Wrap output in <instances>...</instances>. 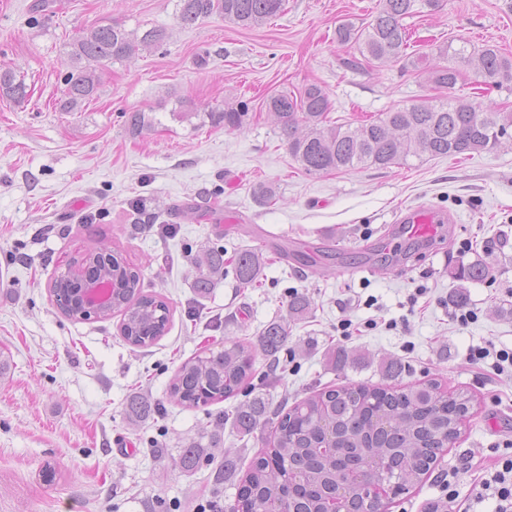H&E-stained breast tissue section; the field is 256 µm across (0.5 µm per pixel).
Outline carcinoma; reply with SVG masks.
I'll use <instances>...</instances> for the list:
<instances>
[{
  "instance_id": "carcinoma-1",
  "label": "carcinoma",
  "mask_w": 512,
  "mask_h": 512,
  "mask_svg": "<svg viewBox=\"0 0 512 512\" xmlns=\"http://www.w3.org/2000/svg\"><path fill=\"white\" fill-rule=\"evenodd\" d=\"M284 0H178L177 18L185 27L213 15L242 26L258 25L283 11ZM436 11L441 0H380L374 20L359 27L343 22L336 27V41L357 45L360 57L346 61L350 68L374 63L398 62L427 66L429 81L439 90H452L460 71L451 65H427V58L407 57L409 32L402 20L415 13L416 3ZM167 37L162 28L129 31L118 21L96 26L78 36L68 53L71 70L59 110L72 112L98 93L96 68L104 61H122L138 47L158 46ZM477 70L483 81L501 88L512 83V56L495 46L477 52ZM27 86L10 70L0 71V97L22 102ZM266 107L278 120L288 153L308 174H329L363 166L388 168L407 157L469 156L495 149L512 140V112L484 108L454 95L436 97L430 103L411 104L384 112L351 129L331 123V100L318 84L297 93L280 92L269 97ZM247 113L233 106L208 112L212 126L226 131L243 128ZM130 135H142L152 127L144 110L129 113ZM263 255L243 249L234 254L235 278L245 286L257 282ZM206 263L213 274L225 272L224 247L208 248ZM462 283H482L491 277L480 259L461 262L450 271ZM97 276L116 285L108 318L122 316L121 333L130 344L146 347L163 336L169 308L159 296L146 294L140 278L121 265L97 260ZM58 291L80 305L86 289L81 283H59ZM288 339L285 324L272 322L260 333L258 347L245 341H226L224 349L184 361L169 387V396L192 408L209 401L233 397L250 378L256 350L273 357ZM473 397L464 391L444 394L430 382L400 389L348 383L325 387L296 402L291 408L270 407L259 394L232 417V427L242 436L272 426V436L238 478L231 512H261L284 505L287 512H322L323 493L336 490V455L329 447L344 449L362 460V480L382 473L399 482L398 491L409 490L429 474L447 445L460 435L471 416ZM205 449L192 444L184 449L178 466L184 472L197 469ZM344 512H385V503L372 502L360 484L342 489Z\"/></svg>"
}]
</instances>
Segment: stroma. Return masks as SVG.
Instances as JSON below:
<instances>
[{
    "label": "stroma",
    "instance_id": "35a3bbf8",
    "mask_svg": "<svg viewBox=\"0 0 512 512\" xmlns=\"http://www.w3.org/2000/svg\"><path fill=\"white\" fill-rule=\"evenodd\" d=\"M36 2L0 0V68L29 92L22 104L0 98V512H194L209 500L229 512L235 481L216 470L228 459L246 470L270 435L239 436L229 414L260 393L278 404L326 386L381 384L379 364L390 359L402 363V383L464 390L476 406L433 475L388 498L387 512H425L439 475L463 461L470 469L457 489L468 495L512 443V374L469 359L481 347L512 350V140L465 158L411 157L324 175L292 160L265 106L272 94L321 85L330 119L354 126L438 97L412 67H347L358 50L339 45L335 29L345 20L368 24L379 0H286L251 28L217 15L182 27L176 0H53L43 12ZM115 20L130 30L162 27L168 37L104 63L97 100L56 111L70 44ZM404 23L412 55L435 56L448 42L512 55V0H444ZM456 92L512 112V88L486 86L475 65L462 66ZM182 102L193 116H172ZM227 104L245 105L242 131L209 124L207 112ZM135 109L155 120L138 137L125 118ZM258 185L273 201L254 195ZM139 198L157 223L175 225V236L136 228ZM419 206L455 222L431 242L394 231L397 215ZM280 237L300 260H270ZM211 242L229 257L260 250L258 287H239L229 272L199 293ZM100 247L169 302L168 330L154 344H128L119 317L78 321L54 305L55 273ZM477 258L494 278L466 288L473 318L462 326L450 315L458 291L448 269ZM296 292L309 301L300 316L290 310ZM273 321L287 325L288 339L275 360L257 356L237 395L194 408L169 399L183 361L228 339L257 342ZM134 393L148 399V417L127 414ZM214 437L219 445L199 469L177 468L185 446Z\"/></svg>",
    "mask_w": 512,
    "mask_h": 512
}]
</instances>
